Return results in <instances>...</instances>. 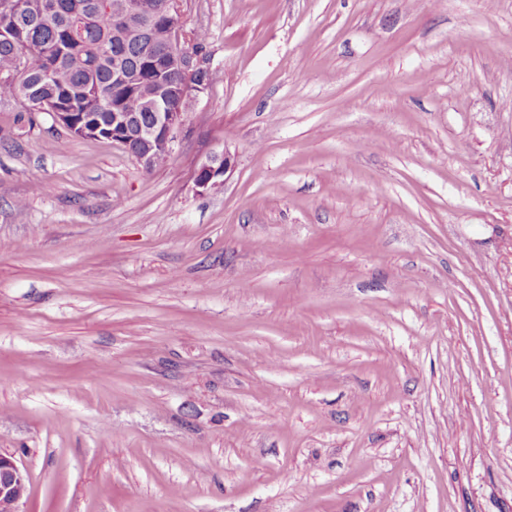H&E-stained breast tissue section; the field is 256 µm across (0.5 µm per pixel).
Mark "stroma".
Instances as JSON below:
<instances>
[{
	"label": "stroma",
	"instance_id": "1",
	"mask_svg": "<svg viewBox=\"0 0 512 512\" xmlns=\"http://www.w3.org/2000/svg\"><path fill=\"white\" fill-rule=\"evenodd\" d=\"M176 2L164 166L0 101L19 512H512V0ZM234 160L225 149H214L203 160L195 176V185L201 193L208 192L221 187L226 178L225 176L233 171Z\"/></svg>",
	"mask_w": 512,
	"mask_h": 512
}]
</instances>
